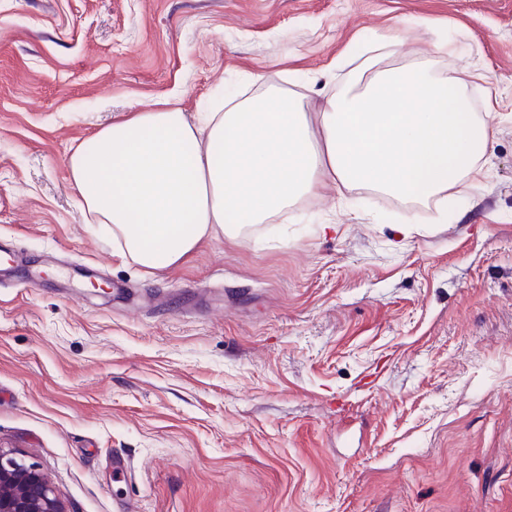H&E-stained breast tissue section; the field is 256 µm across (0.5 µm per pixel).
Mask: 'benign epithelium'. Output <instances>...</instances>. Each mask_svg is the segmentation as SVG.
<instances>
[{
  "label": "benign epithelium",
  "mask_w": 512,
  "mask_h": 512,
  "mask_svg": "<svg viewBox=\"0 0 512 512\" xmlns=\"http://www.w3.org/2000/svg\"><path fill=\"white\" fill-rule=\"evenodd\" d=\"M0 512H69L35 465L0 449Z\"/></svg>",
  "instance_id": "benign-epithelium-1"
}]
</instances>
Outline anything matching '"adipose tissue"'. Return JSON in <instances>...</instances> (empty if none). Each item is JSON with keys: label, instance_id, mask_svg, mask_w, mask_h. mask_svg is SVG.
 <instances>
[{"label": "adipose tissue", "instance_id": "adipose-tissue-1", "mask_svg": "<svg viewBox=\"0 0 512 512\" xmlns=\"http://www.w3.org/2000/svg\"><path fill=\"white\" fill-rule=\"evenodd\" d=\"M263 94L190 123L169 100L98 131L68 171L83 210L146 268L183 263L205 239L293 218L333 184L447 207L480 173L491 135L466 82L424 62L340 88L323 111L260 75Z\"/></svg>", "mask_w": 512, "mask_h": 512}]
</instances>
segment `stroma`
Instances as JSON below:
<instances>
[{"label": "stroma", "mask_w": 512, "mask_h": 512, "mask_svg": "<svg viewBox=\"0 0 512 512\" xmlns=\"http://www.w3.org/2000/svg\"><path fill=\"white\" fill-rule=\"evenodd\" d=\"M370 58L495 115L447 223L330 186L149 271L82 213L72 151L142 104L270 70L315 112ZM4 249L0 448L71 512H512V0H0Z\"/></svg>", "instance_id": "1"}]
</instances>
